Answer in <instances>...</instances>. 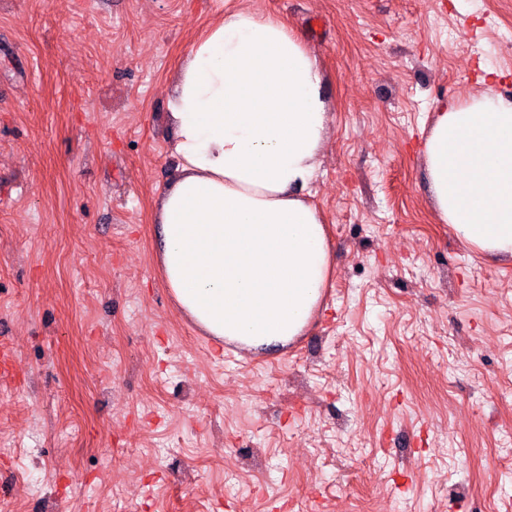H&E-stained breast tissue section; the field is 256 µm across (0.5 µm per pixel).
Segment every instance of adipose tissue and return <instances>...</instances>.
Instances as JSON below:
<instances>
[{
  "label": "adipose tissue",
  "instance_id": "1",
  "mask_svg": "<svg viewBox=\"0 0 512 512\" xmlns=\"http://www.w3.org/2000/svg\"><path fill=\"white\" fill-rule=\"evenodd\" d=\"M439 99L424 141L440 223L477 251L512 258V99ZM317 56L285 21L238 8L197 37L175 75L169 149L178 174L159 198L167 288L216 341L284 345L319 310L332 264L319 209L302 193L327 140Z\"/></svg>",
  "mask_w": 512,
  "mask_h": 512
}]
</instances>
